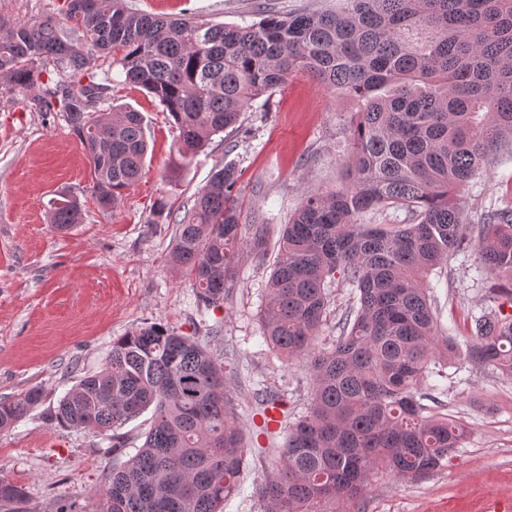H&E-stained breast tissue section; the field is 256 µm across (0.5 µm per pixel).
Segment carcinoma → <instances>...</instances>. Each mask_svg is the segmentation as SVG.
I'll return each instance as SVG.
<instances>
[{"mask_svg": "<svg viewBox=\"0 0 512 512\" xmlns=\"http://www.w3.org/2000/svg\"><path fill=\"white\" fill-rule=\"evenodd\" d=\"M63 6L67 27L52 15L0 26V91L40 89L37 111L59 113L79 140L104 211L140 180L148 152L141 114L112 105L116 68L173 118L175 176L240 124L249 101L296 71L361 102L348 185L303 193L265 284L263 342L286 359L309 355L313 385L309 411L289 423L257 493L266 512H327L324 504L355 499L379 470L416 479L447 468L466 428L425 404L436 400L429 379L450 363L512 379V316L474 318L461 352L426 287L471 245L477 269L503 280L495 291L512 295V210L474 224L451 201L512 141V0H340L334 12L269 14L245 26L156 16L126 0ZM239 180L231 165L214 171L169 252L204 306L224 303L243 246L267 255L270 224L262 215L241 222ZM379 207L405 209L412 223H362ZM48 218L68 230L83 222V204L62 193ZM338 277L354 303L340 336L320 347L326 288ZM41 399L35 387L1 399L0 431ZM148 410L142 445L121 460L118 429ZM54 420L112 441L93 512H224L240 491L247 448L224 366L199 337L161 322L113 339L104 366L65 394ZM24 499L0 478V504Z\"/></svg>", "mask_w": 512, "mask_h": 512, "instance_id": "carcinoma-1", "label": "carcinoma"}]
</instances>
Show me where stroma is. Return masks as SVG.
<instances>
[{"mask_svg":"<svg viewBox=\"0 0 512 512\" xmlns=\"http://www.w3.org/2000/svg\"><path fill=\"white\" fill-rule=\"evenodd\" d=\"M63 0H0V24L33 22L57 13ZM132 8L166 16L193 15L216 23L247 25L263 12L305 8L333 11L339 0H130ZM115 103L140 112L150 138L141 179L119 207L101 212L91 195L89 164L77 138L53 113L33 111L29 95L0 94V398L28 388L43 402L0 431V477L22 487L27 512H55L61 502L93 512V493L112 461L109 442L89 429L62 430L50 414L78 378L99 370L112 340L146 322L207 341L234 371L230 389L246 433L248 466L238 495L224 512H264L255 487L276 460L284 423L265 425L256 415L255 382L281 390L285 409L310 406L306 357L282 362L260 338L264 285L278 253L277 226L287 223L304 191L340 186L349 155L354 100L324 88L307 73L253 99L241 126L214 136L179 174L170 173L177 130L158 100L112 77ZM233 165L241 173L244 221L268 217L265 261L243 253L223 304L197 311L192 281L172 268L167 254L175 219L207 184L212 172ZM68 188L85 204V221L68 231L48 222V201ZM166 198L169 214L154 205ZM468 218L512 208V145L454 196ZM474 255L451 260L435 282L439 321L459 346L473 334V319L493 309L512 314V302L494 298L489 279L477 278ZM442 413L467 426L463 448L448 468L416 480L386 472L371 477L356 499L333 512H500L512 505V379L490 368L456 372L444 381Z\"/></svg>","mask_w":512,"mask_h":512,"instance_id":"obj_1","label":"stroma"}]
</instances>
